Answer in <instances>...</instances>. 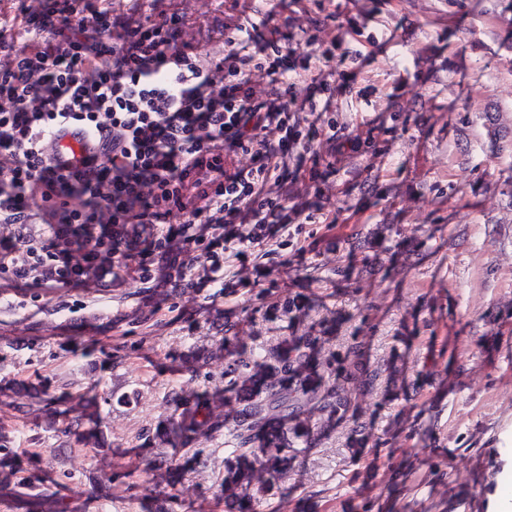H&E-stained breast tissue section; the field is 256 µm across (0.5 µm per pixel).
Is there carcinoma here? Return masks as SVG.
<instances>
[{
  "instance_id": "carcinoma-1",
  "label": "carcinoma",
  "mask_w": 512,
  "mask_h": 512,
  "mask_svg": "<svg viewBox=\"0 0 512 512\" xmlns=\"http://www.w3.org/2000/svg\"><path fill=\"white\" fill-rule=\"evenodd\" d=\"M301 303L288 298L266 311L295 320ZM325 337L311 332L290 336L272 351L258 355L245 346L228 351L224 368V400L238 405L232 421L224 423V499L235 503L237 490L257 482V495L277 488L288 461L301 451L311 433L310 421L347 417L351 404L343 395L357 375L366 372L364 344L353 341L342 353L320 359ZM210 398L196 400L171 428V438L186 448L199 434L216 426ZM8 454L0 455V485H25Z\"/></svg>"
}]
</instances>
